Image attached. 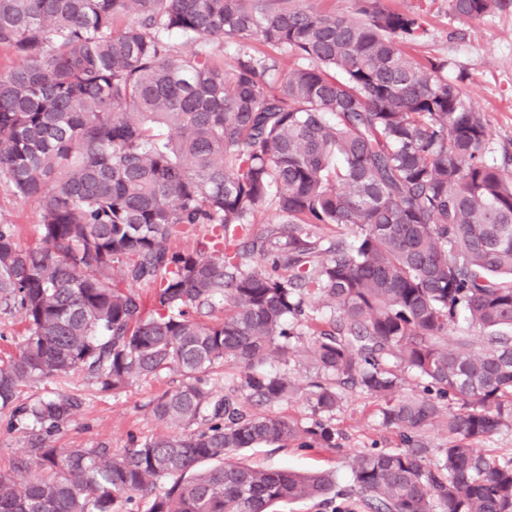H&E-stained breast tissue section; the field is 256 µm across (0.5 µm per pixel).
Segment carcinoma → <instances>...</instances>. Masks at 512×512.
<instances>
[{
  "instance_id": "carcinoma-1",
  "label": "carcinoma",
  "mask_w": 512,
  "mask_h": 512,
  "mask_svg": "<svg viewBox=\"0 0 512 512\" xmlns=\"http://www.w3.org/2000/svg\"><path fill=\"white\" fill-rule=\"evenodd\" d=\"M448 2L463 22L512 10ZM356 14L303 0H0V52L19 61L0 72V181L36 204L41 240L26 248L0 224V310L26 323L0 357V411L37 430L0 471V512L332 500L331 472L238 456L340 447L331 419L356 389L399 437L349 460L369 512H512V459L474 448L512 428V333L499 332L512 329V171L483 159L484 119L444 64L409 52L420 17L381 0ZM214 39L239 44L232 68ZM269 205L283 221L254 231ZM182 235L193 247L172 246ZM218 301L227 313L213 319ZM315 303L330 317L311 326ZM461 315L480 340L448 342ZM303 326L315 376L302 389L261 366L289 365ZM221 365L246 369L248 400L303 391L308 420L218 394ZM75 371L114 394L177 374L149 408L183 432L132 435L119 455L57 447L82 398L20 397ZM404 373L419 389L404 391ZM435 422L448 443L424 435Z\"/></svg>"
}]
</instances>
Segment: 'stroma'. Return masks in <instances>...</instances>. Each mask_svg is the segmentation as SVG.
I'll list each match as a JSON object with an SVG mask.
<instances>
[{"instance_id":"1","label":"stroma","mask_w":512,"mask_h":512,"mask_svg":"<svg viewBox=\"0 0 512 512\" xmlns=\"http://www.w3.org/2000/svg\"><path fill=\"white\" fill-rule=\"evenodd\" d=\"M383 2L391 10L421 17L427 33L413 47V55L445 62L444 77L459 84L484 116L488 131L487 163L504 166L512 156V11L466 23L451 14L448 0ZM38 221L35 204L17 198L7 185L0 183V224L16 225L22 245L32 246L37 242ZM173 380V374L166 372L112 394L101 391L77 373L26 387L23 397L33 402L58 393L81 394L84 404L70 425L57 435L56 446L92 448L103 444L111 453L119 454L127 447L129 436L145 440L170 433V426L156 421L147 405ZM333 423L343 436L338 451L293 446H259L244 451L245 460L263 468L335 471L339 490L335 502H284L278 505V512H333L337 506L343 507L344 512H367L351 492L349 459L374 447H397L399 438L383 425L378 401L361 392L347 395Z\"/></svg>"}]
</instances>
